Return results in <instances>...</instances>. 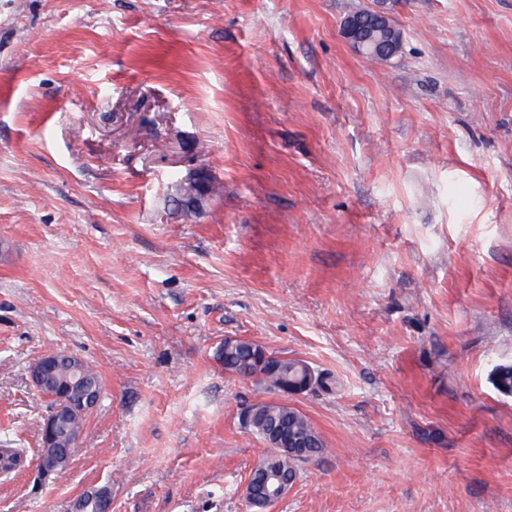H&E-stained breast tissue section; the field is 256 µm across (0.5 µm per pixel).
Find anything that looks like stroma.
I'll return each mask as SVG.
<instances>
[{
    "label": "stroma",
    "instance_id": "35a3bbf8",
    "mask_svg": "<svg viewBox=\"0 0 512 512\" xmlns=\"http://www.w3.org/2000/svg\"><path fill=\"white\" fill-rule=\"evenodd\" d=\"M377 1L0 0V512H250L279 396L228 337L334 382L270 512H512V0H381L388 63L339 28ZM52 350L103 393L45 481ZM258 343L250 340L235 339L231 343L224 342L219 360L224 364L225 371L242 375L251 365ZM69 355L61 352H51L37 359L31 367V379L34 386L44 395L53 399L51 394L47 393L44 385L48 382L55 366L58 364L60 357ZM248 429L263 442L276 428L283 427L288 435L305 437L310 440L311 447L318 456L325 452V443L322 436L312 426L308 418L297 409L287 404L262 405L259 410L253 408L245 415V425L255 414Z\"/></svg>",
    "mask_w": 512,
    "mask_h": 512
}]
</instances>
